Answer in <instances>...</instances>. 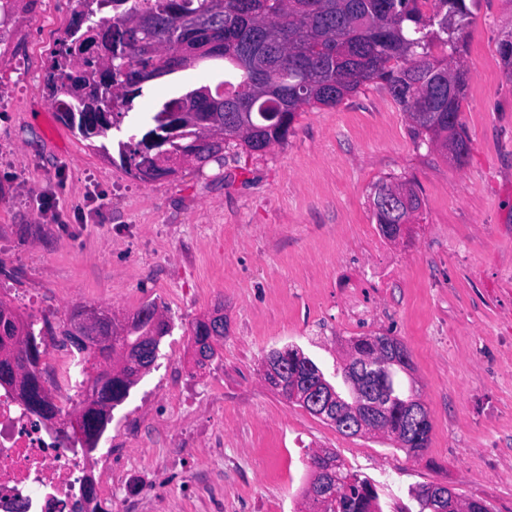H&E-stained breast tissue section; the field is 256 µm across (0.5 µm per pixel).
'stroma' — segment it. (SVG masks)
I'll return each mask as SVG.
<instances>
[{
    "instance_id": "stroma-1",
    "label": "stroma",
    "mask_w": 512,
    "mask_h": 512,
    "mask_svg": "<svg viewBox=\"0 0 512 512\" xmlns=\"http://www.w3.org/2000/svg\"><path fill=\"white\" fill-rule=\"evenodd\" d=\"M460 118L463 165L416 138L378 82L334 106L304 109L285 141L236 144L222 162L144 182L51 117L45 78L76 13L72 0L15 10L0 65V298L43 323L54 356L79 310L123 324L155 302L169 323L151 368L110 413L126 447L122 478L101 484L108 512H313L308 454L329 448L374 486L377 512H419L411 489L448 487L512 512V81L498 48L512 0H471ZM203 59L151 80L114 139L145 134L158 100L211 83ZM407 183L422 205L386 239L376 184ZM226 332L197 366L192 323L213 313ZM385 334L411 355L404 376L427 408V448L388 434L348 437L265 379L268 354L299 347L326 376L350 341ZM195 429L206 448L179 445Z\"/></svg>"
}]
</instances>
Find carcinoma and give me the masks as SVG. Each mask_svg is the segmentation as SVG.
<instances>
[{
  "label": "carcinoma",
  "instance_id": "cac0c4a2",
  "mask_svg": "<svg viewBox=\"0 0 512 512\" xmlns=\"http://www.w3.org/2000/svg\"><path fill=\"white\" fill-rule=\"evenodd\" d=\"M110 28L96 24V7L78 15L68 29L64 49L53 59L46 87L55 95L68 88L71 111L66 124L86 140L105 138L143 94L144 84L183 69V61L224 60L223 102L201 104L181 112L184 98L199 94L195 88L161 104L151 120L150 143L133 147L135 135L118 141V154L129 172L141 181L172 174L161 163L172 157L202 165L216 157L228 140L249 152H258L285 140L297 112L306 106H335L368 83L382 82L406 112L415 136L448 148V141H467L460 131L459 112L465 88L461 51L467 46L471 12L466 0H146ZM432 5V13L424 8ZM442 45L450 53L436 58L432 49ZM104 332L112 338L89 337L79 381L81 411L86 424L81 436L65 434L73 442L92 443L108 422L110 410L129 395L141 372L143 347L158 351L168 324L154 303H146L117 330L112 313L103 310ZM193 346L205 348L199 366L216 355L215 344L224 338L209 319L191 327ZM401 347L398 339L379 335L353 340L357 365L381 345ZM35 323L0 298V368L15 365L18 377L0 382L17 392L26 413L52 420L35 411L32 399L43 388ZM121 358L119 368L94 372L98 359ZM269 359L286 364L288 373L268 383L289 402L295 378L324 375L321 368L297 347L271 352ZM409 364H394L370 379L374 392L388 409L386 424L397 435L405 410L416 397L400 373ZM324 382L341 408L368 412L367 401L343 390L340 382ZM310 480L305 493L320 505L318 512H371L377 494L372 485L345 467L336 453L314 454L306 461ZM335 484L336 494L317 497L322 479ZM414 498L419 512H455L459 495L445 486H419Z\"/></svg>",
  "mask_w": 512,
  "mask_h": 512
}]
</instances>
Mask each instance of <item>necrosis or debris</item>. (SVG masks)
Returning <instances> with one entry per match:
<instances>
[{"instance_id": "necrosis-or-debris-1", "label": "necrosis or debris", "mask_w": 512, "mask_h": 512, "mask_svg": "<svg viewBox=\"0 0 512 512\" xmlns=\"http://www.w3.org/2000/svg\"><path fill=\"white\" fill-rule=\"evenodd\" d=\"M89 457L34 425L14 393L0 388V512H94Z\"/></svg>"}]
</instances>
